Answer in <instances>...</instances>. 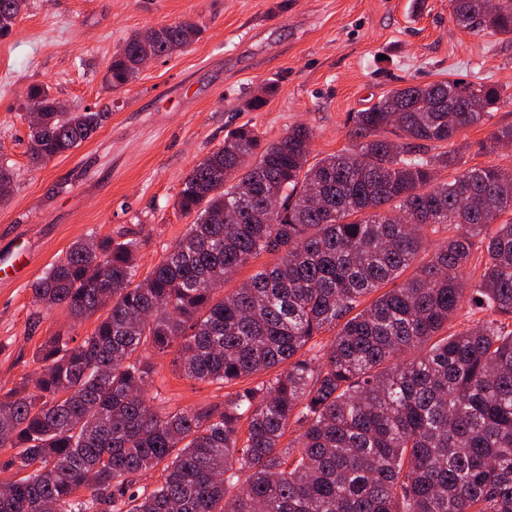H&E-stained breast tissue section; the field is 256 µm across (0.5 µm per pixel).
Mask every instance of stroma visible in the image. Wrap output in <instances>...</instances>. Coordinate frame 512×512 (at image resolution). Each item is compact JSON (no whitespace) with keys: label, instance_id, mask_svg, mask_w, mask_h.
I'll return each mask as SVG.
<instances>
[{"label":"stroma","instance_id":"35a3bbf8","mask_svg":"<svg viewBox=\"0 0 512 512\" xmlns=\"http://www.w3.org/2000/svg\"><path fill=\"white\" fill-rule=\"evenodd\" d=\"M182 20L199 23L200 38L112 90L104 75L124 39ZM477 76L504 103L455 147L466 165L512 168V147L479 150L512 123V37L460 29L448 0H29L0 38V153L15 171L0 200V395L35 376L50 336L80 339L96 325L38 309L31 283L91 234L137 240L136 264L149 271L192 222L175 205L183 179L229 130L246 124L274 142L304 124L321 158L350 148L353 114L390 89ZM34 85L108 115L78 148L36 169L22 110ZM259 93L265 105L244 110ZM154 362V405L223 407L226 387L186 377L170 357Z\"/></svg>","mask_w":512,"mask_h":512}]
</instances>
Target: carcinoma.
Masks as SVG:
<instances>
[{
    "instance_id": "obj_1",
    "label": "carcinoma",
    "mask_w": 512,
    "mask_h": 512,
    "mask_svg": "<svg viewBox=\"0 0 512 512\" xmlns=\"http://www.w3.org/2000/svg\"><path fill=\"white\" fill-rule=\"evenodd\" d=\"M483 2L448 0L449 15L512 36V0ZM27 6L0 0V37ZM201 33L191 22L132 33L108 81L132 82L141 56ZM500 101L480 77L395 88L353 115L351 148L313 162V129L267 143L241 126L184 178L177 207L194 222L144 277L133 239L73 243L32 282V301L96 327L80 342L50 337L37 376L0 396V472L18 475L0 512H512V173L463 168L444 149ZM26 108L40 111L34 168L108 116L44 86ZM507 142L512 124L481 149ZM439 169L452 178L436 181ZM439 232L429 261L396 283ZM261 252L277 262L224 293ZM465 305L485 316L441 336ZM334 328L321 355L304 351ZM148 350L221 385L276 373L220 410L168 412L147 398ZM291 423L294 459L280 450ZM156 468L160 486L139 490Z\"/></svg>"
}]
</instances>
